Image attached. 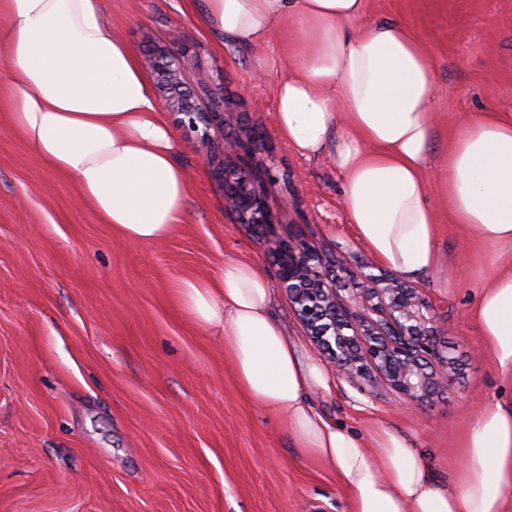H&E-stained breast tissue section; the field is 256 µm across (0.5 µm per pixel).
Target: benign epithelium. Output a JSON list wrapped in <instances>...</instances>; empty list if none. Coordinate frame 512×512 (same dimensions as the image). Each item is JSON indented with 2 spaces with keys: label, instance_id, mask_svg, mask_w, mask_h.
<instances>
[{
  "label": "benign epithelium",
  "instance_id": "obj_1",
  "mask_svg": "<svg viewBox=\"0 0 512 512\" xmlns=\"http://www.w3.org/2000/svg\"><path fill=\"white\" fill-rule=\"evenodd\" d=\"M144 63L157 77L163 107L188 117L193 130H203L201 146L211 151L208 130L223 124L224 115L217 109L201 110L197 91L186 83L183 56L169 45L153 44ZM224 202L226 210L247 224L267 229L277 223L264 195L227 177ZM272 253L292 308L337 375L360 386L373 368L414 403L448 386L447 373L434 368L436 363L447 365L438 342L447 328L422 291L395 278L382 288L381 278L363 275L362 286L352 297L353 306L378 315L365 324L340 303L337 283L341 276L336 270H345L343 265L303 242L280 241Z\"/></svg>",
  "mask_w": 512,
  "mask_h": 512
}]
</instances>
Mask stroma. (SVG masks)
I'll list each match as a JSON object with an SVG mask.
<instances>
[{"label": "stroma", "instance_id": "stroma-1", "mask_svg": "<svg viewBox=\"0 0 512 512\" xmlns=\"http://www.w3.org/2000/svg\"><path fill=\"white\" fill-rule=\"evenodd\" d=\"M108 22L136 55L178 33L185 79L224 113L211 129L250 139L227 163L209 161L179 114L164 118L188 171L187 216L166 240L127 242L78 201L73 181L31 155L13 123L0 69V512H347L348 497L313 468L287 431L238 387L223 343L181 309L182 279L216 278L225 260L263 267L276 286L272 313L310 354L318 349L278 285L268 236L345 258L354 292L372 253L347 224L329 157L307 159L276 129L273 93L289 71L278 37L243 44L205 28L189 0H105ZM369 18L404 20L435 55L442 160L461 120L512 116V0H366ZM262 192L272 233L224 207L222 167ZM438 247L454 288H420L450 332L448 388L419 408L383 380L337 379L311 402L355 429L402 430L434 473L453 476L479 406L512 391L466 311L484 269L480 245L452 223L437 182Z\"/></svg>", "mask_w": 512, "mask_h": 512}]
</instances>
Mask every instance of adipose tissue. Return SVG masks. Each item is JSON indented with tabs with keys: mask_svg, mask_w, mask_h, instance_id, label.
<instances>
[{
	"mask_svg": "<svg viewBox=\"0 0 512 512\" xmlns=\"http://www.w3.org/2000/svg\"><path fill=\"white\" fill-rule=\"evenodd\" d=\"M200 15L242 43L280 32L292 65L274 95L282 138L303 157L332 159L347 221L382 264L408 281L436 276L453 287L426 183L442 121L435 59L416 31L367 21L365 0H202ZM0 60L28 150L68 175L101 223L135 244L184 223L190 185L175 136L104 0H0ZM437 179L454 223L485 250L490 271L469 317L512 383V117H470ZM178 294L188 317L223 341L240 389L279 420L301 457L335 476L348 512H512V397L478 410L463 462L443 480L405 433L347 428L310 404L334 378L272 316L261 266L225 261L217 279H183Z\"/></svg>",
	"mask_w": 512,
	"mask_h": 512,
	"instance_id": "1",
	"label": "adipose tissue"
}]
</instances>
